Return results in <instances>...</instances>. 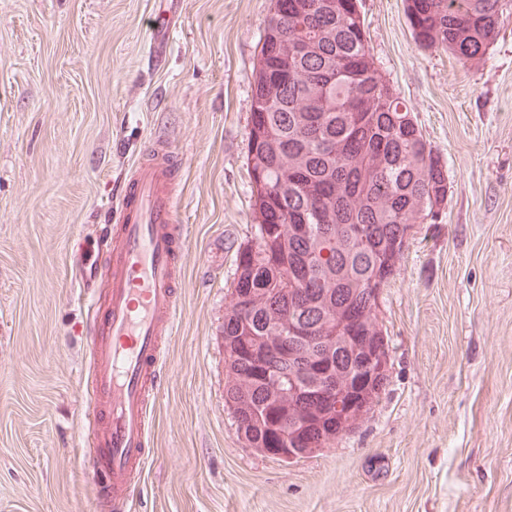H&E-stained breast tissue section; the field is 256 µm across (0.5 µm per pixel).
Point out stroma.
I'll list each match as a JSON object with an SVG mask.
<instances>
[{
    "instance_id": "1",
    "label": "stroma",
    "mask_w": 512,
    "mask_h": 512,
    "mask_svg": "<svg viewBox=\"0 0 512 512\" xmlns=\"http://www.w3.org/2000/svg\"><path fill=\"white\" fill-rule=\"evenodd\" d=\"M358 7L448 199L411 227L382 290L390 363L367 418L288 463L249 447L224 401L271 0H182L158 63L145 56L154 0H0V512H94L78 246L157 140L185 161L187 258L131 512H512V0L475 68L419 47L404 0Z\"/></svg>"
}]
</instances>
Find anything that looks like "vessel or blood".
I'll return each instance as SVG.
<instances>
[{"label":"vessel or blood","mask_w":512,"mask_h":512,"mask_svg":"<svg viewBox=\"0 0 512 512\" xmlns=\"http://www.w3.org/2000/svg\"><path fill=\"white\" fill-rule=\"evenodd\" d=\"M180 0H162L149 31L148 54L162 60ZM181 155L155 142L124 175L114 201L108 260L84 263V294L105 290L94 310L84 444L93 458L97 512H127L151 458L150 395L162 382V337L176 326L186 249L176 219Z\"/></svg>","instance_id":"obj_1"}]
</instances>
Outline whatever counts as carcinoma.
I'll use <instances>...</instances> for the list:
<instances>
[{
	"instance_id": "carcinoma-1",
	"label": "carcinoma",
	"mask_w": 512,
	"mask_h": 512,
	"mask_svg": "<svg viewBox=\"0 0 512 512\" xmlns=\"http://www.w3.org/2000/svg\"><path fill=\"white\" fill-rule=\"evenodd\" d=\"M255 67L252 109L268 114L272 142L248 141L253 169L265 185L254 207L277 227L237 255L232 305L224 313V345L242 336H287L293 322L318 334L333 319H378L373 291L383 289L399 263L405 236L424 217L423 202H446L448 171L412 116V108L379 73L354 5L328 10V0H297L300 15L280 14L272 0ZM418 46L450 52L460 63H480L497 35L500 0H405ZM307 40L283 79L276 41ZM308 216L300 234L290 226ZM307 263L300 288L288 290L292 269ZM319 366L332 372L338 392L374 404L386 377H377L354 339L336 342L331 357H298L277 374L247 356L224 364L225 402L237 431L256 447L324 446L330 417L304 423L297 441L268 436L273 387L288 389Z\"/></svg>"
}]
</instances>
